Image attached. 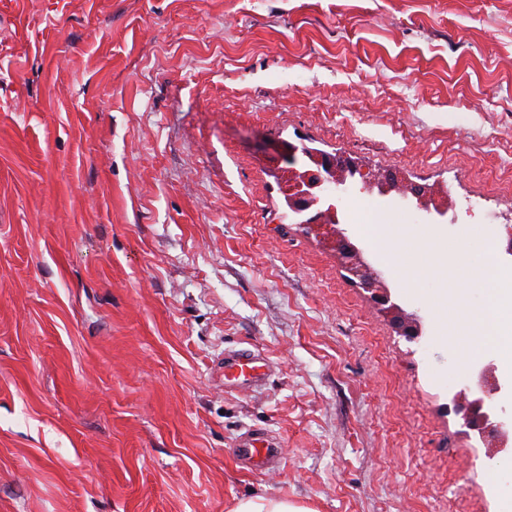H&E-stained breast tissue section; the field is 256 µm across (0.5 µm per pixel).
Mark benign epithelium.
I'll use <instances>...</instances> for the list:
<instances>
[{
    "instance_id": "7a95c632",
    "label": "benign epithelium",
    "mask_w": 512,
    "mask_h": 512,
    "mask_svg": "<svg viewBox=\"0 0 512 512\" xmlns=\"http://www.w3.org/2000/svg\"><path fill=\"white\" fill-rule=\"evenodd\" d=\"M299 148L290 143L278 144L270 161L276 165L291 159ZM306 161L301 171L288 184V196L293 211L307 214L303 226L336 245V252L349 271L359 279V285L371 293V299L380 312L391 317L397 333L409 341L424 333V318L417 312H408L392 301L390 288L364 260L360 249L349 241L341 228L336 200L347 196L356 187L355 175L359 167L355 160L339 164L331 156L316 153L304 154ZM508 390L507 383L498 379L493 362L477 364L466 386L470 399L461 402L460 395L453 396L456 413L462 416L463 425L471 431L487 436L501 452L512 435V415L493 400V396Z\"/></svg>"
}]
</instances>
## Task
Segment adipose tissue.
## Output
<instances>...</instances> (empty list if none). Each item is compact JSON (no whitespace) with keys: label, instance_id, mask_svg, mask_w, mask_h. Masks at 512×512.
Wrapping results in <instances>:
<instances>
[{"label":"adipose tissue","instance_id":"obj_1","mask_svg":"<svg viewBox=\"0 0 512 512\" xmlns=\"http://www.w3.org/2000/svg\"><path fill=\"white\" fill-rule=\"evenodd\" d=\"M385 236L391 245V257L401 271H408L407 256L421 250L434 258L452 255L456 262H463L461 244H448L435 237H414L400 225L389 224ZM492 274L472 278L469 289L442 296L436 303L437 328L441 338L451 341L453 351L460 355L474 356L485 348L497 351L506 369H512V289H495L491 286ZM480 293L486 300L481 307H470L469 294Z\"/></svg>","mask_w":512,"mask_h":512}]
</instances>
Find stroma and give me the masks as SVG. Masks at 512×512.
<instances>
[{
  "mask_svg": "<svg viewBox=\"0 0 512 512\" xmlns=\"http://www.w3.org/2000/svg\"><path fill=\"white\" fill-rule=\"evenodd\" d=\"M281 142L438 188L451 220L339 203L419 341L305 233ZM381 216L466 262L405 282ZM510 218L512 0H0V512H505L431 298ZM251 429L276 470L233 462ZM270 362L250 350L224 352V388L230 390H256L266 383ZM232 512H313V510L288 500L260 498L240 500Z\"/></svg>",
  "mask_w": 512,
  "mask_h": 512,
  "instance_id": "35a3bbf8",
  "label": "stroma"
}]
</instances>
